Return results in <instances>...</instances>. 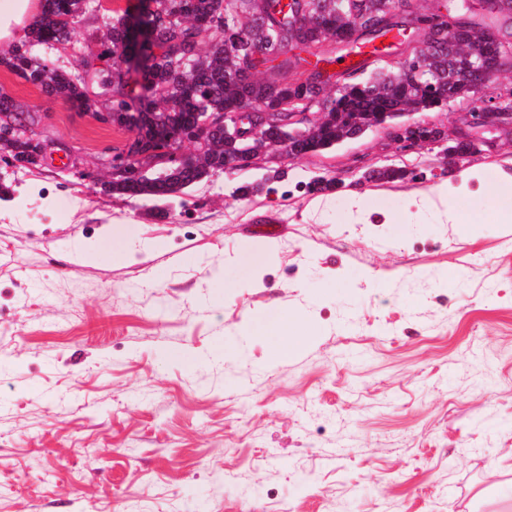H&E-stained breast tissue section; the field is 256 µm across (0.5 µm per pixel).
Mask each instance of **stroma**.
Masks as SVG:
<instances>
[{"label": "stroma", "mask_w": 512, "mask_h": 512, "mask_svg": "<svg viewBox=\"0 0 512 512\" xmlns=\"http://www.w3.org/2000/svg\"><path fill=\"white\" fill-rule=\"evenodd\" d=\"M140 7L103 0L80 52L41 55L80 72L103 18ZM0 90L46 143L42 166L0 163V512L512 506V230L488 197L512 128L477 118L512 104V67L413 114L447 141L404 148L395 120L168 198L102 187L125 133L2 67ZM386 167L404 178L369 179ZM464 174L469 232L425 202ZM276 312L314 329L301 354L250 333Z\"/></svg>", "instance_id": "1"}]
</instances>
